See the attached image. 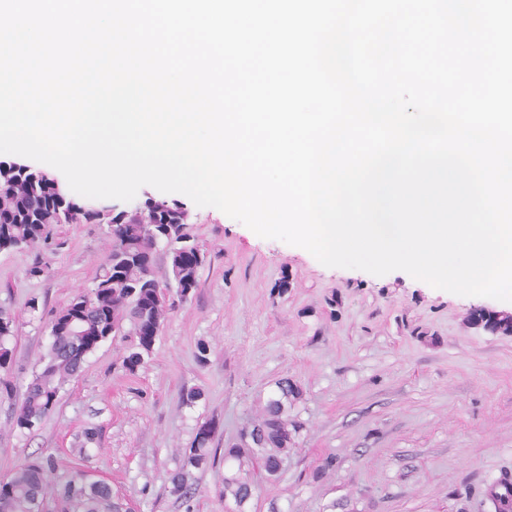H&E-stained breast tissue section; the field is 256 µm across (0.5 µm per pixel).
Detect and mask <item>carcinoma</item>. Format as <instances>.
I'll use <instances>...</instances> for the list:
<instances>
[{
    "instance_id": "carcinoma-1",
    "label": "carcinoma",
    "mask_w": 512,
    "mask_h": 512,
    "mask_svg": "<svg viewBox=\"0 0 512 512\" xmlns=\"http://www.w3.org/2000/svg\"><path fill=\"white\" fill-rule=\"evenodd\" d=\"M151 227L138 213L114 212L79 202L66 183L24 165L0 163V250L36 247L53 238L62 224L105 223L112 247L95 287L77 300L86 304L72 334L53 337L41 371L27 387L25 399L14 417L20 429L33 428L53 411L61 388L80 368L84 358L109 338L123 322L130 324V346L123 365L133 372L152 353L156 337L139 335L144 323L164 324L166 300L154 296V253L148 238L168 245L171 276L195 285L198 270L184 258L187 240L183 224L187 209L179 203L150 198L145 201ZM12 319L0 312V365L12 359L8 341ZM302 389L288 378L276 389L242 431L239 442L224 449V507L226 512H248L258 482L276 480L291 457L302 423L289 414L302 399ZM214 424L201 425L191 447L182 454L179 469L171 476L170 493L189 494L188 475L215 463L209 445ZM52 460H33L0 483V512H47ZM55 498L58 512H121L120 495L104 482L85 483L71 474L61 478Z\"/></svg>"
}]
</instances>
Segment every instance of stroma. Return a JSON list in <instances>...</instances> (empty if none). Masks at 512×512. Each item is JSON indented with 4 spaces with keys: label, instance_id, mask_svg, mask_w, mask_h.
<instances>
[{
    "label": "stroma",
    "instance_id": "obj_1",
    "mask_svg": "<svg viewBox=\"0 0 512 512\" xmlns=\"http://www.w3.org/2000/svg\"><path fill=\"white\" fill-rule=\"evenodd\" d=\"M173 199L205 255L193 295L169 311L143 367L129 372L122 338L106 340L30 430L13 419L52 316L94 288L111 241L106 225L64 224L56 246L0 251V311L14 321L0 480L50 457V483L88 471L136 512H224L223 462L192 472L187 499L170 494V478L202 424H215L211 446L224 450L286 377L303 391L292 411L303 428L249 512H498L512 483V336L467 316L504 302L403 271L327 267L216 208ZM36 265L44 273L31 275ZM191 388L201 397L187 406Z\"/></svg>",
    "mask_w": 512,
    "mask_h": 512
}]
</instances>
